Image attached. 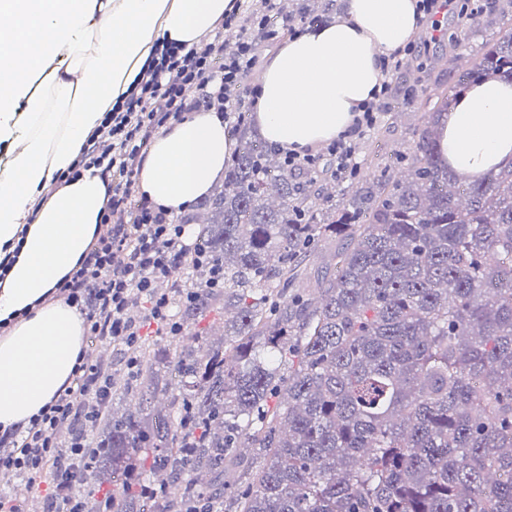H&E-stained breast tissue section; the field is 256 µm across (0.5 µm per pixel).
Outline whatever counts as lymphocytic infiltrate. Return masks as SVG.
<instances>
[{"instance_id":"f902f5d3","label":"lymphocytic infiltrate","mask_w":512,"mask_h":512,"mask_svg":"<svg viewBox=\"0 0 512 512\" xmlns=\"http://www.w3.org/2000/svg\"><path fill=\"white\" fill-rule=\"evenodd\" d=\"M276 8V0H233L231 10L197 44L156 46L125 101L106 112L87 134L68 173L74 179L81 171L99 169L109 180V198L99 215L98 236L55 293L79 308L87 337L123 348L128 372L137 370L135 350L142 336L141 324L127 313L133 297L145 300L147 322L158 331L180 335L172 309L179 301L196 302L199 295L193 288L174 295L160 282L174 270L203 264L202 252L184 241L185 225L163 207L136 200L135 177L155 135L187 113L202 108L217 112L228 123L245 119L259 90L242 79L255 66L260 43L300 32L291 18H279ZM231 28L237 29L239 41L236 51L228 54L224 32ZM400 63L399 55L385 58V78L373 99L331 144L337 177L355 172L353 139L376 124L391 94L388 77ZM111 379L108 365L83 356L69 386L23 431L0 433V475L21 483L13 492L0 493V512H25L26 489L46 475L52 479V498L60 503L61 512H82L70 490L81 485L91 467L83 433L97 420Z\"/></svg>"}]
</instances>
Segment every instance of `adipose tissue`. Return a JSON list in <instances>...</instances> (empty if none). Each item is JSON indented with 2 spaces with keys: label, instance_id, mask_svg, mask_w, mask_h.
Returning <instances> with one entry per match:
<instances>
[{
  "label": "adipose tissue",
  "instance_id": "obj_1",
  "mask_svg": "<svg viewBox=\"0 0 512 512\" xmlns=\"http://www.w3.org/2000/svg\"><path fill=\"white\" fill-rule=\"evenodd\" d=\"M230 0H0V431L26 426L67 383L84 347V318L57 283L84 259L107 201L99 170L39 195L68 171L87 133L135 81L158 40L194 43ZM417 28L416 0H345L340 16L283 44L257 77L253 119L274 149L336 139L383 79L384 57ZM457 172L512 163V83L465 90L440 118ZM223 119L204 110L172 123L145 155L137 188L171 213L208 196L233 158Z\"/></svg>",
  "mask_w": 512,
  "mask_h": 512
}]
</instances>
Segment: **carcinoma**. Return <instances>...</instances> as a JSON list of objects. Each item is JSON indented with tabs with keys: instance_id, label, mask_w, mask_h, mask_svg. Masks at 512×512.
Here are the masks:
<instances>
[{
	"instance_id": "1",
	"label": "carcinoma",
	"mask_w": 512,
	"mask_h": 512,
	"mask_svg": "<svg viewBox=\"0 0 512 512\" xmlns=\"http://www.w3.org/2000/svg\"><path fill=\"white\" fill-rule=\"evenodd\" d=\"M477 17L458 22L456 59ZM512 83V29L418 101L405 156L340 201L288 168L246 122L198 223L207 264L184 308L190 344L144 336L137 391L107 405L78 488L111 512H512V164L448 166L438 120L484 80ZM342 238L314 295L294 291ZM224 289L206 285L210 269ZM224 312V339L193 330ZM162 486L149 491L140 466ZM112 492H103L104 486ZM334 249L335 245L332 242L326 241L313 252L308 264V274L299 281L296 288L306 293H312L316 282L315 271L321 266H325V261L328 259V256L334 252Z\"/></svg>"
}]
</instances>
